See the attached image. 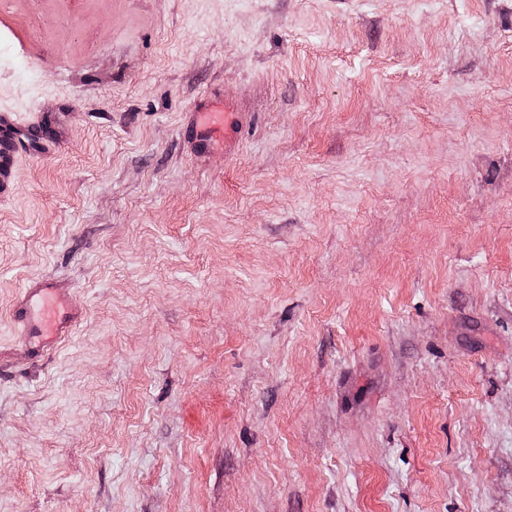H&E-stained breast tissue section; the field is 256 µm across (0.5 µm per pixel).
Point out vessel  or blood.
I'll return each mask as SVG.
<instances>
[{
	"label": "vessel or blood",
	"instance_id": "1",
	"mask_svg": "<svg viewBox=\"0 0 512 512\" xmlns=\"http://www.w3.org/2000/svg\"><path fill=\"white\" fill-rule=\"evenodd\" d=\"M242 115L225 111L220 101L208 100L194 112L192 122L201 135L199 146L208 149L215 141H228L238 128ZM57 146L55 137L40 122H19L13 110L0 111V197H9L12 169L20 156L42 158ZM73 307L56 282L44 280L21 293L15 301L14 319L24 341L20 354L25 358L41 356L47 347L69 335L79 320Z\"/></svg>",
	"mask_w": 512,
	"mask_h": 512
}]
</instances>
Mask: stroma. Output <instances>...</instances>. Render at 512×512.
Here are the masks:
<instances>
[{
	"label": "stroma",
	"instance_id": "1",
	"mask_svg": "<svg viewBox=\"0 0 512 512\" xmlns=\"http://www.w3.org/2000/svg\"><path fill=\"white\" fill-rule=\"evenodd\" d=\"M0 512H512V0H0ZM245 113L197 152L195 103ZM50 278L86 311L24 362ZM0 112V197L6 198L11 192L12 169L23 157L21 154L43 158L55 150L58 142L39 120L21 123L16 118L18 111L1 108Z\"/></svg>",
	"mask_w": 512,
	"mask_h": 512
}]
</instances>
